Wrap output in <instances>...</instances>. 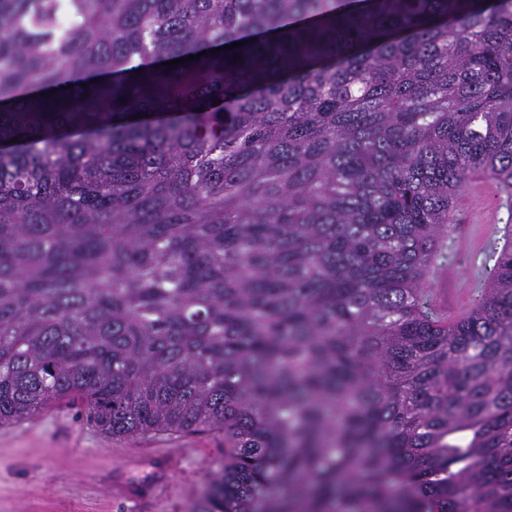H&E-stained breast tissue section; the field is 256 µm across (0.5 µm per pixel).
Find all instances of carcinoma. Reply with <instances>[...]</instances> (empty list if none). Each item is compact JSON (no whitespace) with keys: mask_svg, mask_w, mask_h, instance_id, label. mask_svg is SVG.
<instances>
[{"mask_svg":"<svg viewBox=\"0 0 512 512\" xmlns=\"http://www.w3.org/2000/svg\"><path fill=\"white\" fill-rule=\"evenodd\" d=\"M479 172L512 0H0V423L222 428L195 512H512V248L427 288Z\"/></svg>","mask_w":512,"mask_h":512,"instance_id":"obj_1","label":"carcinoma"}]
</instances>
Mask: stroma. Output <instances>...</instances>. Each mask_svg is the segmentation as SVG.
Here are the masks:
<instances>
[{"mask_svg": "<svg viewBox=\"0 0 512 512\" xmlns=\"http://www.w3.org/2000/svg\"><path fill=\"white\" fill-rule=\"evenodd\" d=\"M494 263L486 249L461 252L448 245L457 301L471 304L470 274ZM165 447L182 449L172 488L159 512H192L224 464V432L200 426L168 431ZM112 437L69 403L41 411L27 426L0 424V512H115L98 474L112 465Z\"/></svg>", "mask_w": 512, "mask_h": 512, "instance_id": "obj_1", "label": "stroma"}]
</instances>
